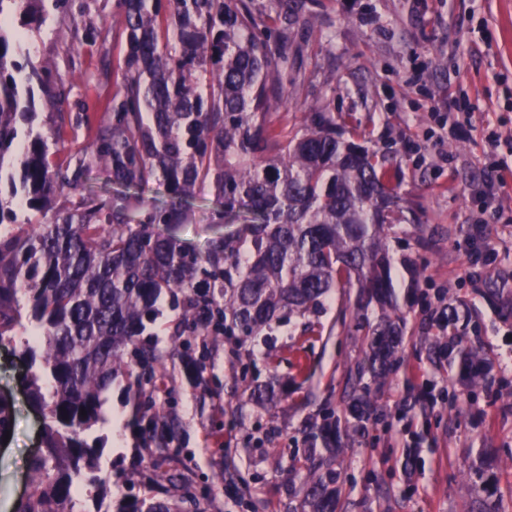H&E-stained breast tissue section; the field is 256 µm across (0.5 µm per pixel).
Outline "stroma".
<instances>
[{
  "instance_id": "35a3bbf8",
  "label": "stroma",
  "mask_w": 512,
  "mask_h": 512,
  "mask_svg": "<svg viewBox=\"0 0 512 512\" xmlns=\"http://www.w3.org/2000/svg\"><path fill=\"white\" fill-rule=\"evenodd\" d=\"M300 40L288 51L294 92L271 119L302 126L317 106L353 115L366 146L398 170L404 205L416 216L388 240L403 336L393 369L356 379L365 338L338 320L348 308L364 326L382 310L347 289L324 303L322 335L287 326L257 346L219 340L202 344L175 335L180 310L162 305L152 328L162 351L189 347L205 364L190 381L183 357L164 361L171 396L154 400L179 428L169 453L145 457L127 380L113 383L97 431L107 445L99 460L109 473L106 498H160L133 461L182 475L190 512H304L297 494L306 457L322 454L311 427L332 413L338 512H512V174L490 190V169L512 166V0H292ZM79 25V49L68 47ZM34 60L64 82L56 109L42 107L34 133L56 142L53 164L76 167L95 151L112 119L121 82L126 33L118 0H69L27 34ZM467 105L475 125L466 138L437 141V112ZM499 138L489 145L485 130ZM480 237L491 259L474 273L465 244ZM459 315L441 328L443 309ZM474 349L448 356L449 335ZM22 344L0 345V393L16 408L8 442L0 444V512L31 486L30 457L40 444V416L23 387ZM272 384L275 402L250 399ZM366 397L368 417L349 407Z\"/></svg>"
}]
</instances>
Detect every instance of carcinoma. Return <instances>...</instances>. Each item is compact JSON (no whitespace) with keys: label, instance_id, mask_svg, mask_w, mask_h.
<instances>
[{"label":"carcinoma","instance_id":"carcinoma-1","mask_svg":"<svg viewBox=\"0 0 512 512\" xmlns=\"http://www.w3.org/2000/svg\"><path fill=\"white\" fill-rule=\"evenodd\" d=\"M0 0V19L39 29L47 5ZM127 54L112 122L96 154L115 191H91L38 233L16 206L44 212L64 191L82 192L80 170L54 166L48 141L32 135L37 103L60 106L53 83L31 60L20 31L0 23V344L23 332L28 400L43 418L36 477L14 512H75L76 491L98 462L105 394L125 373L129 390L169 391L163 352L143 338L167 297L181 306V336H220L241 345L314 314L335 289L360 288L389 312L366 340L376 377L394 363L401 316L391 305L387 240L412 223L385 156L357 144L356 119L307 113L300 129L273 124L288 98L284 24L257 0H119ZM161 182L167 201L144 191ZM216 208L213 236L198 250L181 236L196 192ZM86 415H81L80 410ZM13 400L0 396V436ZM144 451L169 449L174 424L140 412ZM332 456L308 459L298 493L310 512H336ZM181 500L122 499L106 512H184Z\"/></svg>","mask_w":512,"mask_h":512}]
</instances>
